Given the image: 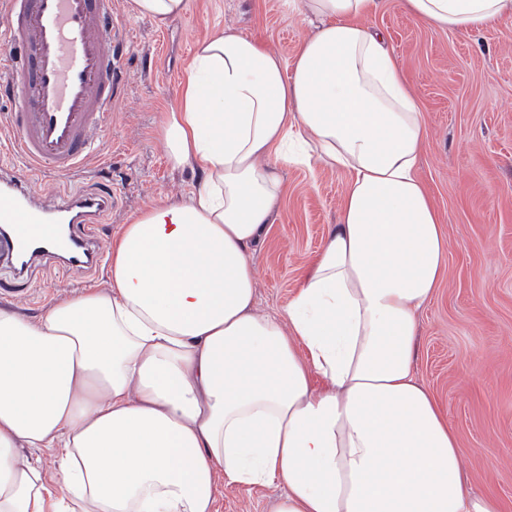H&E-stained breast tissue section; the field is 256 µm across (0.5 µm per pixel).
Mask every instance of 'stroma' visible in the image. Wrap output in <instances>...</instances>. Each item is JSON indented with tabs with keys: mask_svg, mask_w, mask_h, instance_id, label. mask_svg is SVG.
I'll return each instance as SVG.
<instances>
[{
	"mask_svg": "<svg viewBox=\"0 0 512 512\" xmlns=\"http://www.w3.org/2000/svg\"><path fill=\"white\" fill-rule=\"evenodd\" d=\"M126 32L112 114L90 166L87 191L111 185L118 202L97 231L111 243L122 224L160 199L178 200L196 181L175 170L159 137L176 108L194 44L230 27L292 63L315 27L286 0H190L188 11L157 26L114 0ZM384 31L427 121L418 174L441 217L447 265L423 309L415 374L433 394L464 450L472 489L498 496L512 512V19L479 33L430 27L406 0H381L371 20ZM285 194L253 250L257 308L283 311L304 267L338 222L346 176L316 163L281 170ZM109 262L90 272L37 261L22 278L0 266L28 298L0 294V308L43 315L58 299L110 281ZM275 486L220 485L218 512H274Z\"/></svg>",
	"mask_w": 512,
	"mask_h": 512,
	"instance_id": "stroma-1",
	"label": "stroma"
}]
</instances>
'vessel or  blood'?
<instances>
[{
	"instance_id": "vessel-or-blood-1",
	"label": "vessel or blood",
	"mask_w": 512,
	"mask_h": 512,
	"mask_svg": "<svg viewBox=\"0 0 512 512\" xmlns=\"http://www.w3.org/2000/svg\"><path fill=\"white\" fill-rule=\"evenodd\" d=\"M6 43L0 71L16 98L8 145L23 169L0 190V258L23 273L33 260L61 254L68 266L98 265L104 247L95 227L116 204L112 191L66 192L52 210L31 189L43 170L75 180L89 164L112 110L118 68L112 0H0Z\"/></svg>"
}]
</instances>
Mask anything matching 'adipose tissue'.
I'll return each instance as SVG.
<instances>
[{
  "label": "adipose tissue",
  "instance_id": "1",
  "mask_svg": "<svg viewBox=\"0 0 512 512\" xmlns=\"http://www.w3.org/2000/svg\"><path fill=\"white\" fill-rule=\"evenodd\" d=\"M406 5L448 31L512 18V0ZM378 8L296 0L316 31L290 65L233 29L197 42L161 123L197 184L122 225L109 288L35 320L0 309V512H217L223 482L280 485L275 512H501L413 373L447 251ZM294 135L346 175L343 205L287 308L261 315L251 250Z\"/></svg>",
  "mask_w": 512,
  "mask_h": 512
}]
</instances>
